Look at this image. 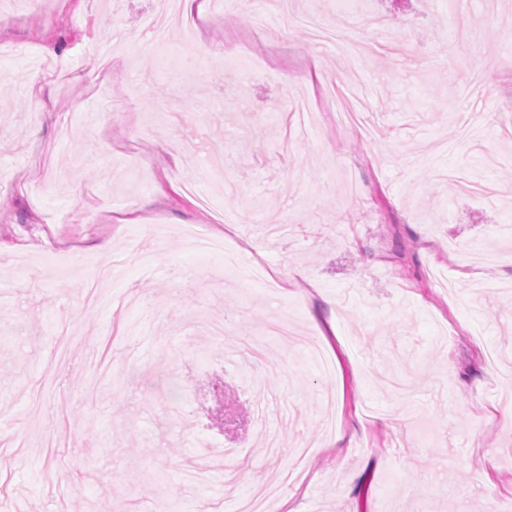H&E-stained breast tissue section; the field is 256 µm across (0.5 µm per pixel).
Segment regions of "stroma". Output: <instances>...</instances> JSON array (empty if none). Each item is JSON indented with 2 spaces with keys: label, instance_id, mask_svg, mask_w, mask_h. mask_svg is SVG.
<instances>
[{
  "label": "stroma",
  "instance_id": "obj_1",
  "mask_svg": "<svg viewBox=\"0 0 512 512\" xmlns=\"http://www.w3.org/2000/svg\"><path fill=\"white\" fill-rule=\"evenodd\" d=\"M171 13L0 0V512H237L295 472L272 512H512V0H223L153 47ZM259 23L284 55H213ZM203 438L234 468L200 483Z\"/></svg>",
  "mask_w": 512,
  "mask_h": 512
}]
</instances>
